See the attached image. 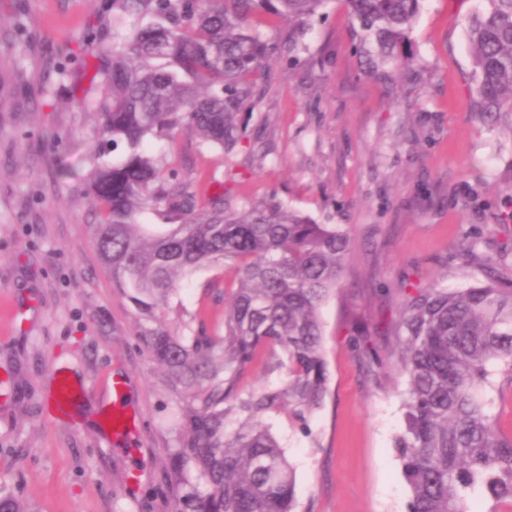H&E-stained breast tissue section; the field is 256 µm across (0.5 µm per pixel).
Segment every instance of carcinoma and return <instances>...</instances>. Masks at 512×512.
<instances>
[{"instance_id":"1","label":"carcinoma","mask_w":512,"mask_h":512,"mask_svg":"<svg viewBox=\"0 0 512 512\" xmlns=\"http://www.w3.org/2000/svg\"><path fill=\"white\" fill-rule=\"evenodd\" d=\"M326 0H112V35L94 39L95 76L111 92L87 159L96 205V247L112 285L152 318L201 268L227 267L224 336H174L158 327L146 349L186 398L175 512H295V472L264 424L288 410L308 418L327 396L321 307L350 250L346 232L277 202L238 209L220 195L198 208L191 184L165 175L151 139L174 150L184 131L223 151L235 117L265 65L299 46ZM422 0H343L369 65L403 61ZM265 21L267 34L257 27ZM477 109L512 115V0H485L466 20ZM162 224H142L145 213ZM396 367L406 389L395 448L410 488L407 512H471L480 491L489 512L512 504V435L499 427L494 378L512 375V282L486 264L463 288L403 279L394 288ZM277 347L285 382L245 395L247 369ZM360 361L382 368L368 335ZM0 512H28L0 491Z\"/></svg>"}]
</instances>
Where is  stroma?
Here are the masks:
<instances>
[{"label":"stroma","mask_w":512,"mask_h":512,"mask_svg":"<svg viewBox=\"0 0 512 512\" xmlns=\"http://www.w3.org/2000/svg\"><path fill=\"white\" fill-rule=\"evenodd\" d=\"M484 0H424L403 65L368 68L341 0H326L299 49L259 77L252 111L225 155L183 135L169 161L199 204L274 200L346 231L351 250L322 310L324 406L301 429L267 418L296 469L298 512H406L394 447L405 389L386 324L405 278L459 287L477 253L512 270V116L477 112L464 23ZM112 27V0H0V489L29 512H173L171 460L184 400L144 347L150 329L224 333L230 269L182 281L155 317L112 286L92 234L88 147L108 90L80 69L90 27ZM75 64L62 67L63 50ZM383 362L366 375L351 330ZM61 369L84 388L76 420L46 416ZM127 383L132 440L100 414L113 377Z\"/></svg>","instance_id":"35a3bbf8"}]
</instances>
